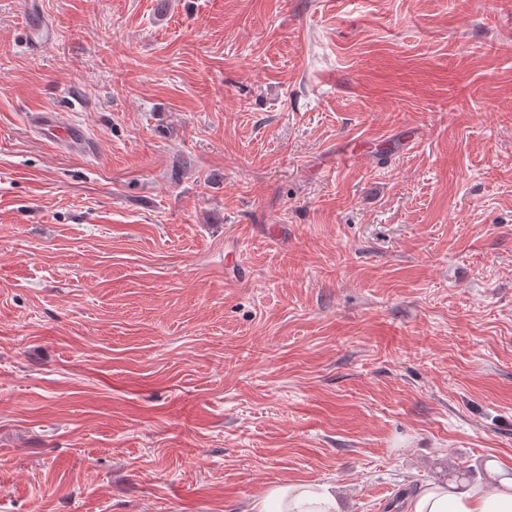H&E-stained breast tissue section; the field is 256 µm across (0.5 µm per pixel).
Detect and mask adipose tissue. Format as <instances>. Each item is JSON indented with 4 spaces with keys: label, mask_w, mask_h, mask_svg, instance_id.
<instances>
[{
    "label": "adipose tissue",
    "mask_w": 512,
    "mask_h": 512,
    "mask_svg": "<svg viewBox=\"0 0 512 512\" xmlns=\"http://www.w3.org/2000/svg\"><path fill=\"white\" fill-rule=\"evenodd\" d=\"M254 512H341L336 494L325 484L278 483L267 488ZM407 512H512V478H491L448 487L431 484L408 503Z\"/></svg>",
    "instance_id": "ef3b65f1"
}]
</instances>
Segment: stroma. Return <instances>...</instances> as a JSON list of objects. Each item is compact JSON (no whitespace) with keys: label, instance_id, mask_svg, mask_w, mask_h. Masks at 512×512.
<instances>
[{"label":"stroma","instance_id":"35a3bbf8","mask_svg":"<svg viewBox=\"0 0 512 512\" xmlns=\"http://www.w3.org/2000/svg\"><path fill=\"white\" fill-rule=\"evenodd\" d=\"M495 468L512 0H0V512ZM33 120L40 128L41 135L45 140L89 148L85 130L73 124H65L57 112L50 110L36 112L33 114Z\"/></svg>","mask_w":512,"mask_h":512}]
</instances>
